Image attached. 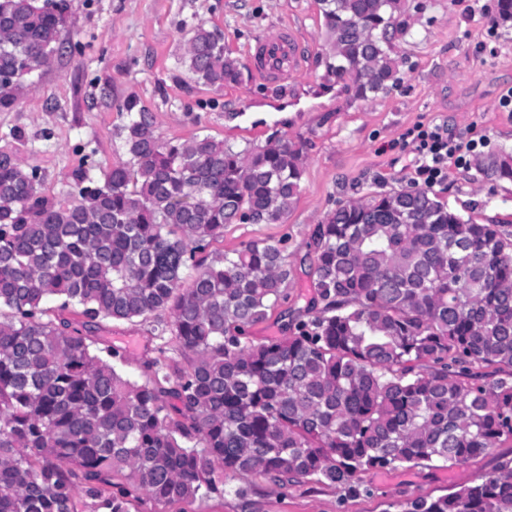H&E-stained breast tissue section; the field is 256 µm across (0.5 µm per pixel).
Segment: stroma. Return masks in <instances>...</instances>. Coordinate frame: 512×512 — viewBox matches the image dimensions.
I'll return each mask as SVG.
<instances>
[{
  "mask_svg": "<svg viewBox=\"0 0 512 512\" xmlns=\"http://www.w3.org/2000/svg\"><path fill=\"white\" fill-rule=\"evenodd\" d=\"M495 4L404 0L392 39L401 85L351 101L328 87L318 0H72L66 39L79 48L32 73L19 98L0 107V147L16 149L25 165L42 169L44 194L63 201L86 155L94 157L90 174L98 180L126 160L117 129L131 97L153 113L167 138L186 139L203 126L237 150L271 138L302 145L304 174L288 216L278 224L230 225L223 242L232 249L287 237L295 267L287 305L299 307L312 296L305 259L315 225L342 203L412 185L413 156L394 147L407 129L435 123L458 137L473 128L484 136L486 152H512V112L499 106L502 90L512 86V25L497 23ZM198 24L219 28L225 47L243 63L258 37L289 26L303 51L302 67L295 78L276 82L205 85L180 63ZM491 25L494 41L485 36ZM438 191L461 214L512 232L511 183L452 164ZM103 334L124 348L131 377L158 355L141 326L113 322ZM502 455L512 458V448L448 468L370 471L363 477L369 496L312 483L283 492L263 479L230 476L223 498L204 503L202 512H386L392 503L474 484ZM243 484L248 496H235Z\"/></svg>",
  "mask_w": 512,
  "mask_h": 512,
  "instance_id": "35a3bbf8",
  "label": "stroma"
}]
</instances>
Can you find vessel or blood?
<instances>
[{
    "instance_id": "vessel-or-blood-1",
    "label": "vessel or blood",
    "mask_w": 512,
    "mask_h": 512,
    "mask_svg": "<svg viewBox=\"0 0 512 512\" xmlns=\"http://www.w3.org/2000/svg\"><path fill=\"white\" fill-rule=\"evenodd\" d=\"M302 50L288 28H278L276 32L259 37L250 48L254 58V76L260 81L285 78L297 73Z\"/></svg>"
}]
</instances>
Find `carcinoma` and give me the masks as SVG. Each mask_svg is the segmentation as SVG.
<instances>
[{
  "label": "carcinoma",
  "instance_id": "1",
  "mask_svg": "<svg viewBox=\"0 0 512 512\" xmlns=\"http://www.w3.org/2000/svg\"><path fill=\"white\" fill-rule=\"evenodd\" d=\"M340 90L401 83L389 31L401 0H319ZM71 0H0V105L63 48ZM183 64L239 86L245 66L199 24ZM128 155L81 168L70 199L0 149V512H194L229 475L363 491L373 469L440 468L512 447V232L430 188L352 200L312 233L314 295L286 336L248 329L288 300L287 240L212 249L229 224H276L303 175L293 143L165 138L131 97ZM512 182V152L477 157ZM160 340L140 378L96 335ZM397 512H512V458Z\"/></svg>",
  "mask_w": 512,
  "mask_h": 512
}]
</instances>
